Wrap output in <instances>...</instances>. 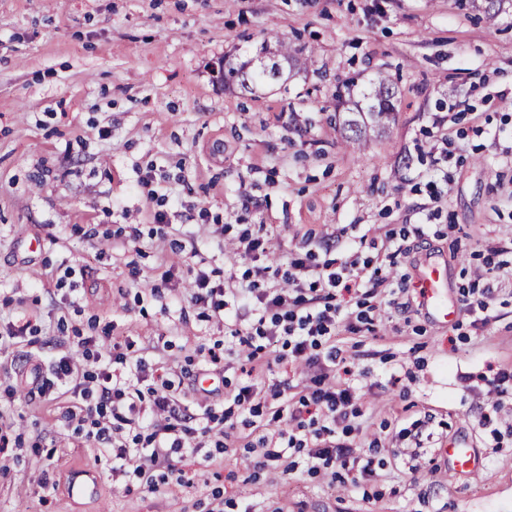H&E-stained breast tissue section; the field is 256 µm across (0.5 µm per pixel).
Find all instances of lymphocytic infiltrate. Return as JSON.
Returning <instances> with one entry per match:
<instances>
[{
	"label": "lymphocytic infiltrate",
	"instance_id": "lymphocytic-infiltrate-1",
	"mask_svg": "<svg viewBox=\"0 0 512 512\" xmlns=\"http://www.w3.org/2000/svg\"><path fill=\"white\" fill-rule=\"evenodd\" d=\"M238 250L251 262L241 278L221 282L198 271L190 302L204 316L230 323L234 351L244 374L225 397L222 414H197L180 402L172 386L143 360L129 361L126 353L99 351V337L83 338V361L61 357L56 369L70 388L68 419L76 432L112 450V470L145 482L151 490L165 483L175 471L176 454L191 453L199 439L227 448L237 437L236 411L251 416L257 434L255 447L264 451L253 466L265 469L276 449L288 448L301 458L286 465V472L306 468L318 473L320 464L334 462L357 474L358 481L374 474L372 460L363 459L348 443L359 432L360 412L355 405L358 373L337 345L340 331L370 327L372 301L382 294L387 281L379 269L360 261L344 232L331 234L326 249L343 248V258L315 262L313 254L292 259L284 274L264 262L274 255L272 238L265 225L245 229L237 238ZM253 306L248 331L234 328L240 302ZM357 311H350V303ZM272 352L273 363L301 371L303 390L287 395L273 386L269 400L259 398L256 380L263 373L261 352ZM341 442H334L335 434Z\"/></svg>",
	"mask_w": 512,
	"mask_h": 512
}]
</instances>
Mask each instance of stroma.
Masks as SVG:
<instances>
[{
    "instance_id": "1",
    "label": "stroma",
    "mask_w": 512,
    "mask_h": 512,
    "mask_svg": "<svg viewBox=\"0 0 512 512\" xmlns=\"http://www.w3.org/2000/svg\"><path fill=\"white\" fill-rule=\"evenodd\" d=\"M274 36L299 51L285 84L256 97L223 83L221 62ZM380 72L398 88L396 119L359 149L336 124V87L354 81L360 97ZM155 194L168 224L154 221ZM249 224L267 225L283 268L325 259L321 241L340 227L368 237L359 256L372 260L371 239L410 232L382 267L398 306L339 340L364 373V488L330 467L258 471L247 449L205 444L190 485L151 492L66 426L54 365L87 336L133 340L130 357L190 388L224 325L187 288L200 269L243 273L226 243ZM129 225L139 236L126 241ZM188 238L196 252L173 253ZM507 238L512 0L493 18L461 0H0V332L33 327L0 352V391L15 390L0 401V512H212L219 497L224 512H512V390L494 384L512 370V252L489 253ZM489 255L490 318L476 328L464 293ZM442 260L459 308L445 327L418 310L414 286ZM454 438L488 477L449 472ZM83 468L100 491L74 503L66 477Z\"/></svg>"
}]
</instances>
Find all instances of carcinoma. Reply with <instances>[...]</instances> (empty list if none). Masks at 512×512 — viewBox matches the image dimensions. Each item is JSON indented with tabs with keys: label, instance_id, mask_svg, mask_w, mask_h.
Returning a JSON list of instances; mask_svg holds the SVG:
<instances>
[{
	"label": "carcinoma",
	"instance_id": "carcinoma-1",
	"mask_svg": "<svg viewBox=\"0 0 512 512\" xmlns=\"http://www.w3.org/2000/svg\"><path fill=\"white\" fill-rule=\"evenodd\" d=\"M296 55L288 44L278 42L272 49L263 42L251 59L240 64H230L222 72V81L237 82L242 88L253 91L255 88L278 82L286 66L292 65ZM395 86L388 76H379L371 83V88L363 93L362 99L351 102L346 108L341 130L346 142L362 145L367 142L369 133L381 134L386 131L396 114Z\"/></svg>",
	"mask_w": 512,
	"mask_h": 512
}]
</instances>
